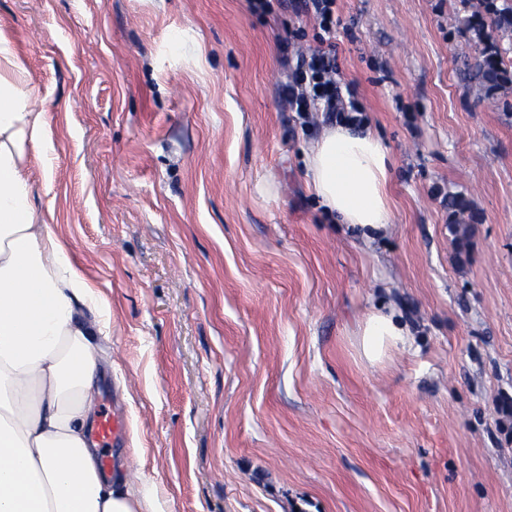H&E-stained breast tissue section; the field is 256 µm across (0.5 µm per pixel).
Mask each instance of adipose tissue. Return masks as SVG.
<instances>
[{
  "mask_svg": "<svg viewBox=\"0 0 512 512\" xmlns=\"http://www.w3.org/2000/svg\"><path fill=\"white\" fill-rule=\"evenodd\" d=\"M21 62L0 46V512H143L105 470L89 429L100 369L85 311L110 315L36 215L27 178L40 153L45 112L27 109ZM391 152L367 125L327 127L306 158L310 190L341 224L365 238L394 220ZM409 343L405 324L375 309L359 351L376 363Z\"/></svg>",
  "mask_w": 512,
  "mask_h": 512,
  "instance_id": "ef3b65f1",
  "label": "adipose tissue"
}]
</instances>
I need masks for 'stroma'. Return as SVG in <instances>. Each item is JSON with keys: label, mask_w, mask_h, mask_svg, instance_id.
Wrapping results in <instances>:
<instances>
[{"label": "stroma", "mask_w": 512, "mask_h": 512, "mask_svg": "<svg viewBox=\"0 0 512 512\" xmlns=\"http://www.w3.org/2000/svg\"><path fill=\"white\" fill-rule=\"evenodd\" d=\"M290 0H0L45 109L28 181L111 316L150 512H512V84L462 76L481 0H336L340 86L389 147L395 222L342 231L306 184L328 122L281 95ZM407 347L372 364L365 315ZM359 351L370 363L381 362L393 349L409 344V331L397 315L386 309H374L359 329Z\"/></svg>", "instance_id": "1"}]
</instances>
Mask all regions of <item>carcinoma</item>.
<instances>
[{
    "label": "carcinoma",
    "instance_id": "1",
    "mask_svg": "<svg viewBox=\"0 0 512 512\" xmlns=\"http://www.w3.org/2000/svg\"><path fill=\"white\" fill-rule=\"evenodd\" d=\"M472 34L478 52L464 63L468 81L489 95L501 84L512 82V71L501 57L497 46L488 41L487 27L512 29V0H484V13H475L462 19Z\"/></svg>",
    "mask_w": 512,
    "mask_h": 512
}]
</instances>
